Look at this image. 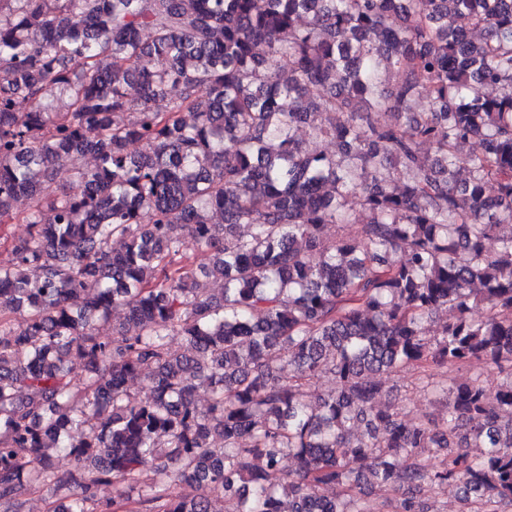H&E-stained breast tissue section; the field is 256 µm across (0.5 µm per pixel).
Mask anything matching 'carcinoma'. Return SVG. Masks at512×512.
<instances>
[{"label": "carcinoma", "mask_w": 512, "mask_h": 512, "mask_svg": "<svg viewBox=\"0 0 512 512\" xmlns=\"http://www.w3.org/2000/svg\"><path fill=\"white\" fill-rule=\"evenodd\" d=\"M85 155L80 192L54 189ZM20 199L0 512L37 492L51 512H371L365 474L391 512H426L399 496L422 483L512 508V0H0V224ZM474 360L494 391L428 372ZM409 364L441 418L380 405ZM320 373L336 390L312 401Z\"/></svg>", "instance_id": "carcinoma-1"}]
</instances>
